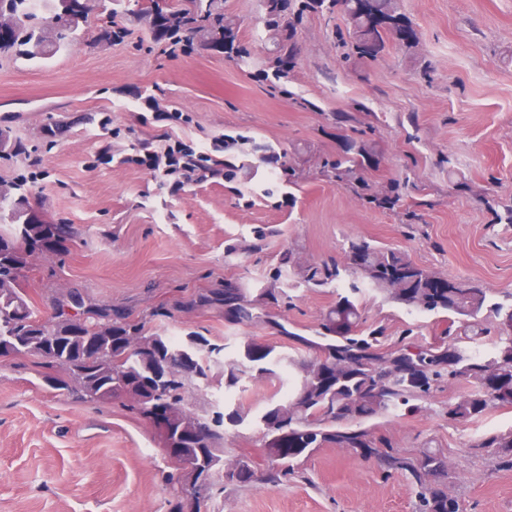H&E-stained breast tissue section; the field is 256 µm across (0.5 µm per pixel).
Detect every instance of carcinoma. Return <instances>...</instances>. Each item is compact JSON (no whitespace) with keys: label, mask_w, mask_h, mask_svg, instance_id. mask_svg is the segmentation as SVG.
Returning a JSON list of instances; mask_svg holds the SVG:
<instances>
[{"label":"carcinoma","mask_w":512,"mask_h":512,"mask_svg":"<svg viewBox=\"0 0 512 512\" xmlns=\"http://www.w3.org/2000/svg\"><path fill=\"white\" fill-rule=\"evenodd\" d=\"M330 1L343 8L346 30L339 31V41L351 45L353 53L374 57L382 49L384 36L394 35L411 42L412 28L399 12L398 0H264L265 23L278 31H293L294 23L306 13ZM192 8L175 0L172 12L188 14L195 24L191 30L205 40L221 33L212 21L222 17L220 0H190ZM0 23L10 27V34L0 38V60L41 62L79 39L87 22L69 13H56L55 20L38 21V11L30 0H0ZM0 152L13 157L25 154L22 140L0 127ZM272 153L268 145L244 135L224 137V179L234 182L248 179L249 168L263 162ZM372 161L368 141L359 139L351 147L325 160L324 172L339 182H361L359 172ZM270 230L256 231L253 241L240 242L230 253H250L261 248ZM77 230L71 224H49L38 218L22 195L14 198L0 191V347L11 356H31L47 370L46 385L65 391L80 402L118 403L142 420H147L135 402L124 400L115 382L140 384L150 378L154 358L172 364L174 371L155 390V400L162 406H173L168 420L170 428H184L191 456L208 461L221 460L226 451L225 424L238 426L244 417L236 411L210 415L189 403L194 392L214 380L211 362L223 347L209 343L203 336L188 335L179 339L155 332L152 353H145L138 340L144 325L132 312L118 313L112 305L96 302L78 289L57 292L51 296V314L44 319L21 287L33 246L52 239V252L65 250ZM348 254L362 260L345 269L328 263H315L300 269L301 280L312 287L326 288L338 284L342 275L351 278L337 294L335 304L326 314L314 336L287 332L295 358H283L288 366H299L301 375L293 381L283 399L270 402L255 417V425L263 431L266 455L279 458L266 473V480L280 485L303 474L302 465L318 448L334 445L355 452L374 449L383 469L405 476L413 491L418 512H463L461 500L449 481L448 456L437 449H426L418 456L395 450L374 435V422L402 408L422 409L432 393L443 385L457 383L465 390L448 402V419L468 422L490 410L512 405V303L493 302L488 290L468 280L451 282V287L437 291L430 276L437 270L414 263L407 254L366 240L349 242ZM292 262V255L281 258L275 267L272 283L252 294L239 284L235 288H209L173 304L176 310L199 305L231 307L229 319L240 324L258 321L256 305L260 301L274 303L286 297L276 286L282 276L281 266ZM402 272L412 282L408 296L389 287L393 273ZM380 292L392 302L411 311L446 314L457 320L454 332L432 342H422L412 327L392 344L385 342L381 324L364 323L358 295L364 290ZM497 336L493 346L482 351L478 340L491 332ZM340 359H353L352 367L343 371L333 389L318 395L310 403L300 397L314 391L315 362L324 354ZM272 350L251 338L244 345L242 358L224 364L225 384H238L244 374L253 370L274 373L268 367ZM496 369L502 384L495 394L482 388L484 373ZM279 418L276 431L282 434L280 447L268 446L270 431L264 424ZM477 448L494 449L497 465L512 471V429L491 432L475 444ZM184 474L178 466L166 476L174 492L171 512H183L180 498Z\"/></svg>","instance_id":"obj_1"}]
</instances>
